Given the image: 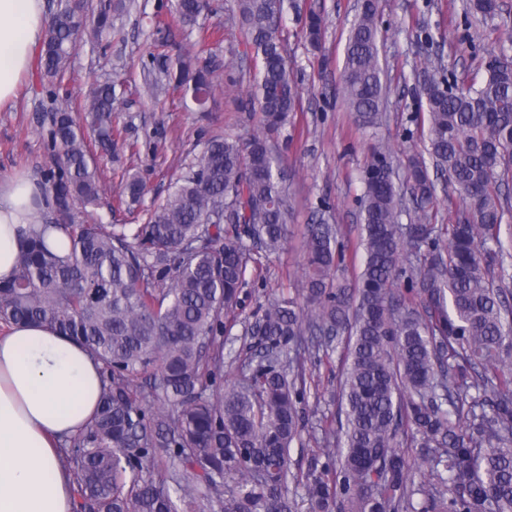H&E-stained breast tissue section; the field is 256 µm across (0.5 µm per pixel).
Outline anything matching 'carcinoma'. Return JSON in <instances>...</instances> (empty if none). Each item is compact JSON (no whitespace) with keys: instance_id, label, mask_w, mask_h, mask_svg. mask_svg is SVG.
Segmentation results:
<instances>
[{"instance_id":"cac0c4a2","label":"carcinoma","mask_w":512,"mask_h":512,"mask_svg":"<svg viewBox=\"0 0 512 512\" xmlns=\"http://www.w3.org/2000/svg\"><path fill=\"white\" fill-rule=\"evenodd\" d=\"M124 0L60 5L41 46L37 122L55 154L44 171L43 226L66 239L63 256L40 234L25 240L17 270L0 282V320L40 322L103 364L92 422L68 440L64 463L75 512H512V311L505 300L500 239L512 223V64L492 54L483 78L449 83L425 68L419 112L428 156L401 163L377 138L387 86L379 62V0H361L351 23L339 91L371 130L361 170L363 232L340 238L322 212L308 225L295 288L260 309L247 335L253 355L237 380L224 378V312L238 303L259 252L288 237V163L271 138L291 123L303 95L280 39L283 0H233L259 61L250 90L259 123L245 141L210 138L146 223L132 228L79 220L97 204L99 172L81 124L112 149L115 85L89 83L75 110L59 102L80 41L112 36ZM486 18L498 0H472ZM209 0H176L175 15L197 24ZM302 35L322 48L324 22L311 11ZM194 43L159 69L141 93L165 81L191 91L208 111L219 65H199ZM448 174L456 222L438 228L429 167ZM128 177L120 196L140 202ZM362 252L349 280L346 254ZM343 345L340 415L312 433L316 445L292 473L289 450L303 443L307 367ZM419 449L410 460L399 439Z\"/></svg>"}]
</instances>
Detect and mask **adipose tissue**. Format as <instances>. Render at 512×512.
<instances>
[{
	"instance_id": "obj_1",
	"label": "adipose tissue",
	"mask_w": 512,
	"mask_h": 512,
	"mask_svg": "<svg viewBox=\"0 0 512 512\" xmlns=\"http://www.w3.org/2000/svg\"><path fill=\"white\" fill-rule=\"evenodd\" d=\"M48 27L43 0H0V106L13 101ZM38 184L0 180V281L36 226ZM102 365L43 324L0 332V512H72L63 445L95 416Z\"/></svg>"
}]
</instances>
